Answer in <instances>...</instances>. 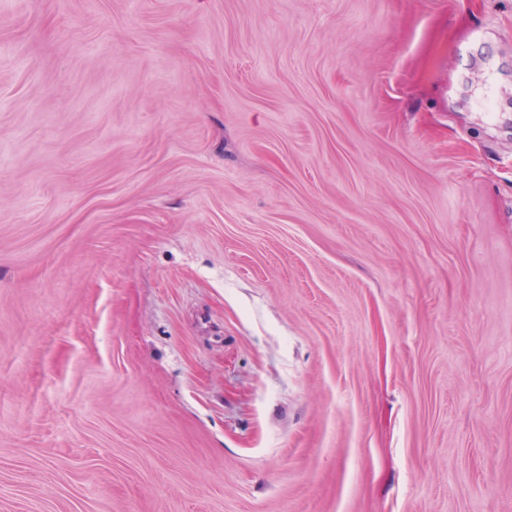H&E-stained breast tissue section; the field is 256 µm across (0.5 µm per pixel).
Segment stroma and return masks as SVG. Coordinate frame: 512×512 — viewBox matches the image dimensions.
<instances>
[{
    "instance_id": "stroma-1",
    "label": "stroma",
    "mask_w": 512,
    "mask_h": 512,
    "mask_svg": "<svg viewBox=\"0 0 512 512\" xmlns=\"http://www.w3.org/2000/svg\"><path fill=\"white\" fill-rule=\"evenodd\" d=\"M0 512H512V0H0Z\"/></svg>"
}]
</instances>
